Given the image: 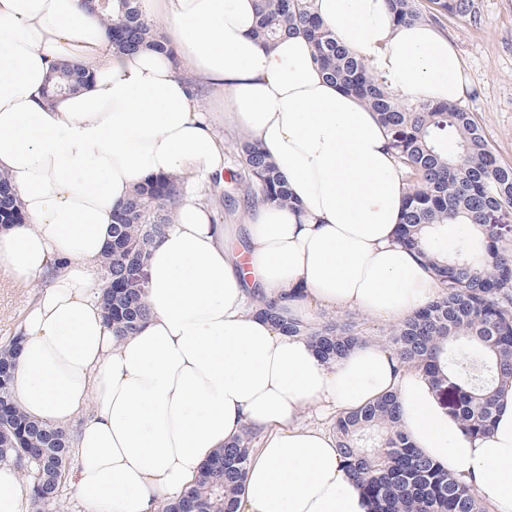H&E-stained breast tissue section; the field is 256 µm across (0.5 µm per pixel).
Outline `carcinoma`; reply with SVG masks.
<instances>
[{
    "instance_id": "carcinoma-1",
    "label": "carcinoma",
    "mask_w": 512,
    "mask_h": 512,
    "mask_svg": "<svg viewBox=\"0 0 512 512\" xmlns=\"http://www.w3.org/2000/svg\"><path fill=\"white\" fill-rule=\"evenodd\" d=\"M400 23L423 19L420 0H387ZM439 15H458L474 24V0H429ZM82 7L112 35L116 48L164 50L155 25L143 18L140 0H81ZM256 35L264 45L301 32L314 47L326 78L376 112L390 136L406 185L399 240L432 271L437 292L390 332L401 366L425 373L448 398V409L472 435L490 432L500 391L512 384V232L490 217L512 211V166L497 161L473 113L456 103L419 99L397 104L362 58L341 48L312 9L311 0H258ZM87 82L77 63L62 65L49 78L46 94L73 93ZM241 170L230 181L244 183L251 198L290 202L286 181L267 154L242 138ZM181 183L156 177L139 184L113 214L112 236L103 253L102 314L115 335H134L149 311L145 270L151 245L169 224ZM24 215L6 175H0V225L20 224ZM450 224H468L477 239L471 252L449 253L434 236ZM259 314L290 336L308 338L324 359L345 355L363 342L352 326L332 321L321 327L284 321L276 303ZM21 345L14 336L0 345V463L12 464L36 505L62 495L72 463L73 434L29 417L13 396L12 378ZM336 448L367 495L372 512H488L476 491L415 446L402 428L396 395L388 394L339 416L333 423ZM253 432L214 452L182 496L158 512H237Z\"/></svg>"
}]
</instances>
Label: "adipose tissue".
I'll use <instances>...</instances> for the list:
<instances>
[{
	"mask_svg": "<svg viewBox=\"0 0 512 512\" xmlns=\"http://www.w3.org/2000/svg\"><path fill=\"white\" fill-rule=\"evenodd\" d=\"M312 3L388 92L464 97L457 51L433 25L397 24L386 0ZM143 12L163 20L168 53L117 51L79 0H0V173L25 216L0 228V272L50 281L20 325L13 393L49 425L84 415L73 483L86 512H155L247 428L260 447L241 512H370L332 435L298 418L391 391L415 445L479 488L488 512H512V386L491 432L471 435L390 350L367 343L326 360L256 312L264 298L308 324L336 308L399 322L435 294L424 260L396 239L405 189L376 113L326 79L305 35L264 47L254 0H143ZM67 58L90 80L46 101L47 76ZM202 83L219 96L223 128L198 109ZM227 132L257 143L291 192L286 205L249 204L241 226L217 224L201 196L224 180ZM155 176L181 179L184 192L146 261L150 315L120 339L94 265L117 205ZM238 236L239 254L228 246Z\"/></svg>",
	"mask_w": 512,
	"mask_h": 512,
	"instance_id": "obj_1",
	"label": "adipose tissue"
}]
</instances>
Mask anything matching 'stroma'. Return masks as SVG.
<instances>
[{"label": "stroma", "mask_w": 512, "mask_h": 512, "mask_svg": "<svg viewBox=\"0 0 512 512\" xmlns=\"http://www.w3.org/2000/svg\"><path fill=\"white\" fill-rule=\"evenodd\" d=\"M481 25L468 18L445 15L435 24L449 34L463 63L468 93L460 105L472 112L482 126L499 161L512 165V0H475ZM220 223L245 221L241 192L232 183L213 185L203 192ZM46 287L39 280L29 285L0 288V342L12 338L24 309ZM321 322L348 321L368 341L388 345L392 322L355 310H325Z\"/></svg>", "instance_id": "stroma-1"}]
</instances>
